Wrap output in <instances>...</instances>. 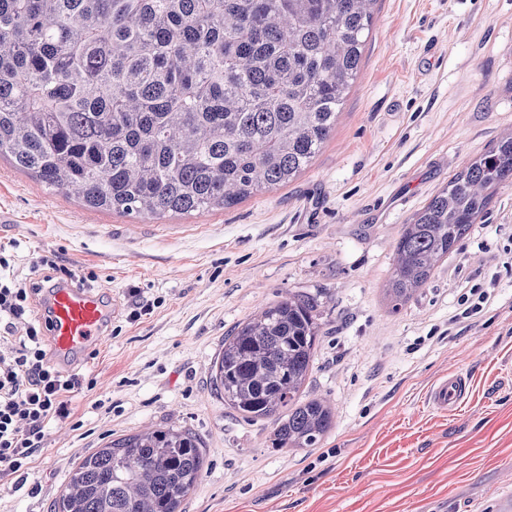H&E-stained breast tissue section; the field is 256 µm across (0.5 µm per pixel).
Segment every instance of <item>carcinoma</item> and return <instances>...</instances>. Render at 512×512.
I'll use <instances>...</instances> for the list:
<instances>
[{"label": "carcinoma", "instance_id": "cac0c4a2", "mask_svg": "<svg viewBox=\"0 0 512 512\" xmlns=\"http://www.w3.org/2000/svg\"><path fill=\"white\" fill-rule=\"evenodd\" d=\"M376 0H0V158L95 210L152 220L225 210L304 170L356 79ZM512 185V132L403 225L399 311ZM317 301L264 307L211 367L224 405L274 421V448H315L334 411L302 398ZM207 465L190 429L81 457L54 512H182Z\"/></svg>", "mask_w": 512, "mask_h": 512}]
</instances>
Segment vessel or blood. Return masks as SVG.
I'll return each instance as SVG.
<instances>
[{
  "label": "vessel or blood",
  "mask_w": 512,
  "mask_h": 512,
  "mask_svg": "<svg viewBox=\"0 0 512 512\" xmlns=\"http://www.w3.org/2000/svg\"><path fill=\"white\" fill-rule=\"evenodd\" d=\"M51 337L57 360L64 361L88 352L99 340L108 310L98 294L66 283L49 296ZM470 380L466 374L451 373L436 381L427 401L437 410H456L467 398Z\"/></svg>",
  "instance_id": "1"
}]
</instances>
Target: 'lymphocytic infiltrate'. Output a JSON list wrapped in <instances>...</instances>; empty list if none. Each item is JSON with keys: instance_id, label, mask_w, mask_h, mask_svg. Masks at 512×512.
Returning a JSON list of instances; mask_svg holds the SVG:
<instances>
[{"instance_id": "lymphocytic-infiltrate-1", "label": "lymphocytic infiltrate", "mask_w": 512, "mask_h": 512, "mask_svg": "<svg viewBox=\"0 0 512 512\" xmlns=\"http://www.w3.org/2000/svg\"><path fill=\"white\" fill-rule=\"evenodd\" d=\"M14 247H0V477L26 468L44 448L51 423L71 414L83 380L57 368L45 343L47 321H29L30 305L46 285L66 277L87 285L88 276L41 257L36 277H18Z\"/></svg>"}]
</instances>
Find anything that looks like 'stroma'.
<instances>
[{
  "mask_svg": "<svg viewBox=\"0 0 512 512\" xmlns=\"http://www.w3.org/2000/svg\"><path fill=\"white\" fill-rule=\"evenodd\" d=\"M512 132V0H377L336 128L286 186L224 211L155 220L88 209L0 158V245L16 272L41 256L93 273L116 314L70 372L91 380L28 469L0 479V512H54L74 464L157 427L201 436L208 466L183 512H495L512 488V186L400 312L385 294L404 224ZM495 284L475 319L449 317ZM154 301L130 320L131 290ZM324 334L303 391L327 400L315 448H275L210 382L224 338L288 294ZM472 379L453 414L429 387Z\"/></svg>",
  "mask_w": 512,
  "mask_h": 512,
  "instance_id": "35a3bbf8",
  "label": "stroma"
}]
</instances>
